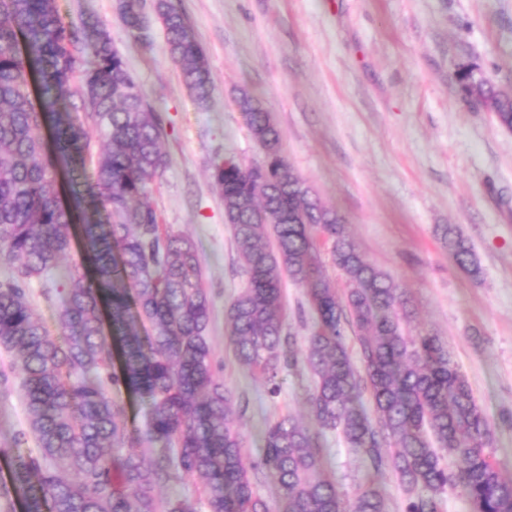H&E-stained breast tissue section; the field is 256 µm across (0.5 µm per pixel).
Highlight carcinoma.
<instances>
[{"label": "carcinoma", "mask_w": 512, "mask_h": 512, "mask_svg": "<svg viewBox=\"0 0 512 512\" xmlns=\"http://www.w3.org/2000/svg\"><path fill=\"white\" fill-rule=\"evenodd\" d=\"M145 9V0L118 2L136 39ZM153 11L170 62L206 106L213 83L204 51L171 0H154ZM459 89L512 130L511 90L467 66ZM237 105L263 152L250 166L228 157L212 170L247 277L226 311L237 364L272 396L282 368H307L319 431L341 432L374 473L394 472L404 512H443L444 493L457 487L470 512H512V479L491 461L490 424L448 347L406 334L403 292L288 163L272 114L246 90ZM47 125L51 147L40 136ZM162 136V118L109 29H72L57 0H0V350L11 356L0 388L19 380L27 419L0 450L9 468L0 501L17 500L23 512H388L372 476L343 497L318 435L290 414L267 424L261 457L246 464L234 394L216 376L206 336L212 300L201 255L192 238L166 231L148 202L169 165ZM74 226L81 259L63 269ZM439 233L457 267L477 275L459 230ZM321 238L345 275L343 297L324 272ZM286 277L305 289L312 318L300 340L284 330ZM35 279L56 302V334L32 305ZM123 392L144 405L143 423L126 417ZM153 444L165 452L148 460ZM62 464L73 479L61 476ZM258 470L278 488L273 505L255 489ZM177 479L198 481V499L158 493Z\"/></svg>", "instance_id": "1"}]
</instances>
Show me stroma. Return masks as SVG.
Here are the masks:
<instances>
[{
  "instance_id": "obj_1",
  "label": "stroma",
  "mask_w": 512,
  "mask_h": 512,
  "mask_svg": "<svg viewBox=\"0 0 512 512\" xmlns=\"http://www.w3.org/2000/svg\"><path fill=\"white\" fill-rule=\"evenodd\" d=\"M204 51L214 84L201 108L149 19V45L126 31L117 0H59L74 28L112 32L129 71L163 118L171 165L150 202L173 233L191 236L212 298L209 344L237 399L247 460L269 419L306 416L312 378L282 371L270 396L234 362L226 309L245 287L224 201L210 174L227 156L262 153L238 111L246 90L272 113L283 153L342 216L366 260L408 300L410 334L451 351L493 431L492 459L512 478V130L463 98L462 66L512 89V0H172ZM458 226L481 273L460 270L436 229ZM19 387L0 391V448L26 429ZM324 468L346 496L367 472L336 432H324Z\"/></svg>"
}]
</instances>
